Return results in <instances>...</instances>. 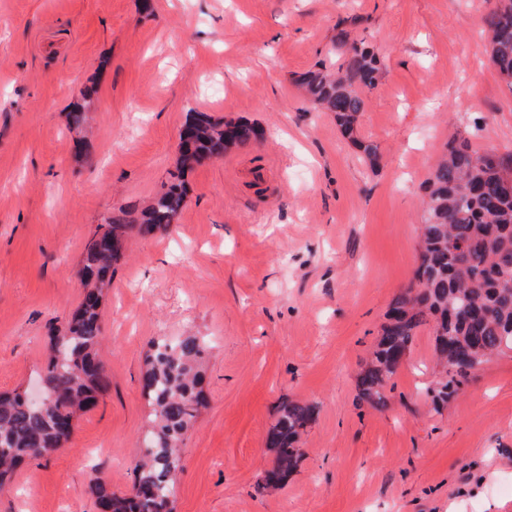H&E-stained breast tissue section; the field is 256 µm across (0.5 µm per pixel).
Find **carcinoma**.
Masks as SVG:
<instances>
[{
    "label": "carcinoma",
    "instance_id": "cac0c4a2",
    "mask_svg": "<svg viewBox=\"0 0 512 512\" xmlns=\"http://www.w3.org/2000/svg\"><path fill=\"white\" fill-rule=\"evenodd\" d=\"M489 60L512 90V0H492L481 17ZM342 62L332 70L321 64L298 76L317 111L332 112L341 135L379 163L376 145L357 138L366 92L381 77L380 60L364 43L339 28L333 40ZM263 129L246 121L216 123L203 114L189 117L181 134L179 164L189 167L224 151L257 142ZM185 203L178 185L159 194L139 218L122 209L105 218L87 245L81 266L84 295L52 345L39 378L53 398L40 407L19 393H0V485L27 460L48 458L69 441L75 419L98 403L108 387L99 357L103 340L101 307L112 284L113 265L128 238L167 232ZM433 323L434 352L445 376L426 389L443 406L457 395L474 365L512 345V151H483L465 139L448 140L431 169L422 202L418 264L414 281L390 304L372 358L357 376L362 401L387 405L385 388L403 363L413 337ZM209 349L201 336L162 338L150 344L143 395L151 408L143 458L136 464L129 493L120 495L95 484L102 512H173V493L184 437L205 405L202 362ZM315 407L288 400L265 445L275 454L261 489L288 481L300 459L298 443L313 421Z\"/></svg>",
    "mask_w": 512,
    "mask_h": 512
}]
</instances>
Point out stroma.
Segmentation results:
<instances>
[{"label": "stroma", "instance_id": "35a3bbf8", "mask_svg": "<svg viewBox=\"0 0 512 512\" xmlns=\"http://www.w3.org/2000/svg\"><path fill=\"white\" fill-rule=\"evenodd\" d=\"M151 2L0 0V392L34 384L82 300L80 262L104 217L146 209L177 181L186 192L170 231L133 237L115 268L101 309L106 392L65 448L0 488V512H98L95 481L128 491L149 344L190 332L213 347L173 512H512V351L437 408L426 324L387 407L356 390L411 283L444 144L512 149V90L479 37L487 0ZM350 17L382 61L359 119L376 168L295 82L327 62ZM81 103L76 133L68 114ZM191 112L267 136L183 171ZM286 399L314 404L315 418L288 482L261 492Z\"/></svg>", "mask_w": 512, "mask_h": 512}]
</instances>
